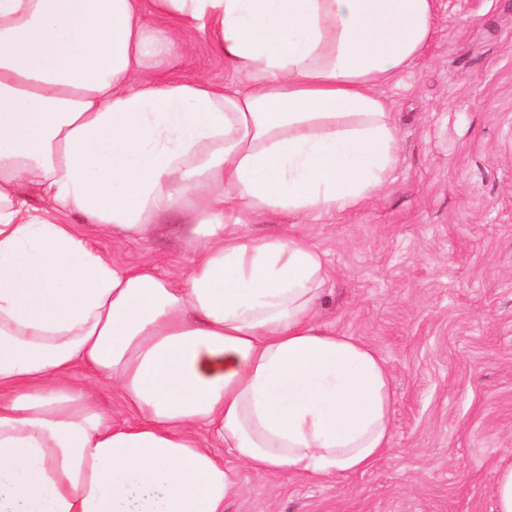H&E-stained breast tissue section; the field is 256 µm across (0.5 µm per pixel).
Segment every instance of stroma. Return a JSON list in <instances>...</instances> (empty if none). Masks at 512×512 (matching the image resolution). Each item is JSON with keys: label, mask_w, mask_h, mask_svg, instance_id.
<instances>
[{"label": "stroma", "mask_w": 512, "mask_h": 512, "mask_svg": "<svg viewBox=\"0 0 512 512\" xmlns=\"http://www.w3.org/2000/svg\"><path fill=\"white\" fill-rule=\"evenodd\" d=\"M163 74L231 78L204 37ZM378 93L401 138L387 184L302 232L330 268L320 324L389 371L391 445L337 480L240 470L224 512H492L512 460V0H439L425 56ZM76 230L121 265L188 266L171 235Z\"/></svg>", "instance_id": "1"}]
</instances>
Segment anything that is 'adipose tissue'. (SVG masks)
Listing matches in <instances>:
<instances>
[{"mask_svg": "<svg viewBox=\"0 0 512 512\" xmlns=\"http://www.w3.org/2000/svg\"><path fill=\"white\" fill-rule=\"evenodd\" d=\"M436 15L0 0V512H224L239 468L332 478L389 447L387 369L318 324L330 270L298 228L386 183L399 135L378 88ZM198 33L233 82L146 79ZM58 212L125 237L179 221L189 269L118 265ZM77 375L83 380L94 382L98 385L100 399L106 407H109L112 410L121 411L122 404L120 398L115 391H112L111 385L104 382H99L90 371L84 369H78Z\"/></svg>", "mask_w": 512, "mask_h": 512, "instance_id": "adipose-tissue-1", "label": "adipose tissue"}]
</instances>
